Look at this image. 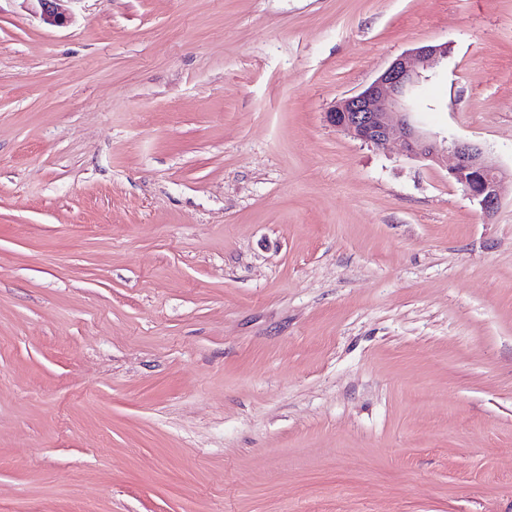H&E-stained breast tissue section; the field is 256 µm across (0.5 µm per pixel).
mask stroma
Returning <instances> with one entry per match:
<instances>
[{
	"instance_id": "35a3bbf8",
	"label": "stroma",
	"mask_w": 512,
	"mask_h": 512,
	"mask_svg": "<svg viewBox=\"0 0 512 512\" xmlns=\"http://www.w3.org/2000/svg\"><path fill=\"white\" fill-rule=\"evenodd\" d=\"M0 0V512H512V0ZM448 54L444 44L424 45L395 58L369 85L336 100L326 112L327 121L362 143L382 147L399 133L403 150L410 156L439 163L451 152L450 178L460 185L481 211L492 215L502 199L504 171L478 144L444 137L431 140L416 127L407 105L428 71Z\"/></svg>"
}]
</instances>
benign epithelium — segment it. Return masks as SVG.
I'll return each mask as SVG.
<instances>
[{
  "instance_id": "benign-epithelium-1",
  "label": "benign epithelium",
  "mask_w": 512,
  "mask_h": 512,
  "mask_svg": "<svg viewBox=\"0 0 512 512\" xmlns=\"http://www.w3.org/2000/svg\"><path fill=\"white\" fill-rule=\"evenodd\" d=\"M36 2L43 23L60 26L66 22L58 7L60 0ZM446 54L448 46L439 44L416 47L398 56L369 85L335 101L326 118L337 131L370 146L382 147L397 135L403 150L412 157L438 163L443 156L452 154L450 178L490 216L502 199L504 171L478 144L447 137L431 140L422 135L407 105V99L427 79L424 72Z\"/></svg>"
}]
</instances>
